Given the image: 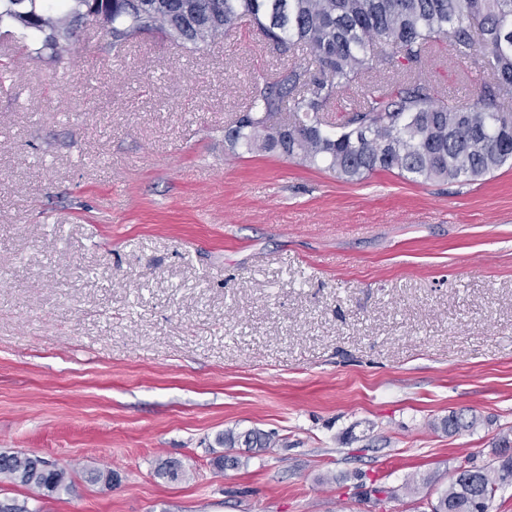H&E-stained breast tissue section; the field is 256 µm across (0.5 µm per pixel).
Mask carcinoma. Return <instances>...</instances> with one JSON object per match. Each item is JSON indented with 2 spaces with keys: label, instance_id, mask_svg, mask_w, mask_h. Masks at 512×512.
<instances>
[{
  "label": "carcinoma",
  "instance_id": "cac0c4a2",
  "mask_svg": "<svg viewBox=\"0 0 512 512\" xmlns=\"http://www.w3.org/2000/svg\"><path fill=\"white\" fill-rule=\"evenodd\" d=\"M93 17L120 51L142 35L199 49L249 22L274 46L309 51L317 70L285 72L255 85L234 125L231 150L279 153L344 182L395 172L412 182H474L512 162V0H0V27L12 29L30 57L66 47L74 26ZM446 40L490 80L473 102H448L421 76L428 49ZM401 67L394 86L364 85L341 122L320 112L372 70ZM282 112L289 119L278 120ZM477 418L452 413L448 433ZM221 444L270 448L255 432L228 431ZM43 496H73L69 471L46 468L24 452L0 453V476ZM512 477V438H501L497 465L457 471L431 512H489Z\"/></svg>",
  "mask_w": 512,
  "mask_h": 512
}]
</instances>
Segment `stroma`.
<instances>
[{"label": "stroma", "mask_w": 512, "mask_h": 512, "mask_svg": "<svg viewBox=\"0 0 512 512\" xmlns=\"http://www.w3.org/2000/svg\"><path fill=\"white\" fill-rule=\"evenodd\" d=\"M248 23L114 52L86 19L29 59L0 29V453L72 468L31 512H425L512 429V167L347 183L229 150L254 85L311 67ZM467 100L450 46L423 65ZM476 414L448 435L451 412ZM259 430L276 447L219 434ZM175 460L183 475L158 477ZM96 468L111 483L88 481Z\"/></svg>", "instance_id": "35a3bbf8"}]
</instances>
